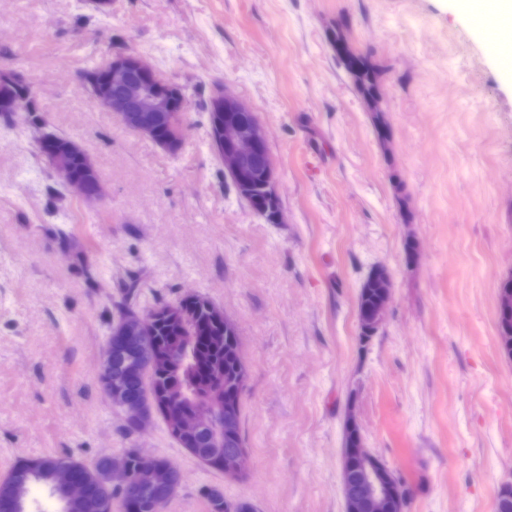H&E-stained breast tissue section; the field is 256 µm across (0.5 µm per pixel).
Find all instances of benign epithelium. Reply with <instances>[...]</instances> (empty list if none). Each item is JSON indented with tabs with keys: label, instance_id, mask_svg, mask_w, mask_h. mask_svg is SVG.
<instances>
[{
	"label": "benign epithelium",
	"instance_id": "7a95c632",
	"mask_svg": "<svg viewBox=\"0 0 512 512\" xmlns=\"http://www.w3.org/2000/svg\"><path fill=\"white\" fill-rule=\"evenodd\" d=\"M84 85L90 98L115 113L124 127L151 138L169 151H176L182 145L183 116L188 110V100L181 86L160 79L145 57L116 53L106 65L88 76ZM209 121L224 177L248 195L259 187L266 198H278L276 165L256 115L234 95L218 90L210 103ZM38 146L41 157L66 187L88 202L101 197V181L90 186L86 179L71 173L69 162L75 156L83 158L87 167L95 168L93 160L77 141L44 133ZM372 280L381 288V297L372 311L359 315V323L367 329L378 330L386 320L393 281L383 267L373 270ZM165 312L181 325V336L173 340L174 347L190 346L193 336L191 312L178 302L168 304ZM151 325L152 319L147 312L131 313L112 324V335L118 343L104 350L98 375L99 379L105 380L102 390L119 406L124 420L135 426L137 434L158 417L177 437L189 439L201 430L207 431L210 448L200 463L217 467L226 479L242 478L246 474L247 450L224 451V434L235 428L237 419L224 410V390L217 384L198 389L192 397L193 407L181 404L174 409L166 403L158 404L150 395L132 396L119 380L112 378L114 364L131 370L162 368L177 377V383L170 390L171 396L179 402L184 400L183 368L153 344ZM54 482L66 504L78 501L89 492L84 480L64 469L57 471ZM341 482L345 489L350 485L354 487L353 492L344 493L345 512H408L409 493L404 483L392 475L385 462L370 452L360 439L353 445L343 440ZM139 484V476L131 473L123 461L119 467L106 470L103 477L106 494L114 489L131 493Z\"/></svg>",
	"mask_w": 512,
	"mask_h": 512
}]
</instances>
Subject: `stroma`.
<instances>
[{
	"label": "stroma",
	"mask_w": 512,
	"mask_h": 512,
	"mask_svg": "<svg viewBox=\"0 0 512 512\" xmlns=\"http://www.w3.org/2000/svg\"><path fill=\"white\" fill-rule=\"evenodd\" d=\"M0 0V69L36 109L0 122V480L58 455L94 465L137 448L175 464L165 512H208L222 487L259 512H344L348 406L409 489L408 512H496L512 481V358L498 285L512 276V0ZM368 56L390 128L332 47ZM183 85L186 137L169 152L80 86L113 52ZM221 84L250 106L278 170L284 221L236 198L210 146ZM78 140L106 194L58 195L38 130ZM423 252L407 264L404 243ZM385 266L384 326L359 341L357 295ZM147 300L193 292L237 327L248 381L249 474L225 479L162 422L125 438L96 370L123 284ZM498 310L508 312L499 314L498 318V339L502 352L512 357V293L502 291L498 294Z\"/></svg>",
	"instance_id": "35a3bbf8"
}]
</instances>
